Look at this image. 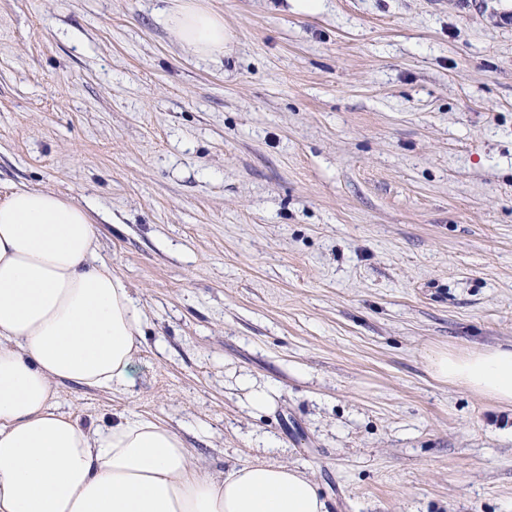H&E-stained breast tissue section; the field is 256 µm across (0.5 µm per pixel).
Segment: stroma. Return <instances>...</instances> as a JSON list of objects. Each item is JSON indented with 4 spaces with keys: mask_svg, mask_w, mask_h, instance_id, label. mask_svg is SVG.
Listing matches in <instances>:
<instances>
[{
    "mask_svg": "<svg viewBox=\"0 0 512 512\" xmlns=\"http://www.w3.org/2000/svg\"><path fill=\"white\" fill-rule=\"evenodd\" d=\"M204 4L212 59L163 0H0V186L90 208L148 318L131 393L60 405L329 512H512V410L425 362L512 344V0ZM164 9L182 44L192 53L209 57L224 55L229 49L231 35L224 29V18L209 10L202 0H163Z\"/></svg>",
    "mask_w": 512,
    "mask_h": 512,
    "instance_id": "35a3bbf8",
    "label": "stroma"
}]
</instances>
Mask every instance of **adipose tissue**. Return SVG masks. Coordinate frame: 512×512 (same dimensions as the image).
<instances>
[{
    "label": "adipose tissue",
    "mask_w": 512,
    "mask_h": 512,
    "mask_svg": "<svg viewBox=\"0 0 512 512\" xmlns=\"http://www.w3.org/2000/svg\"><path fill=\"white\" fill-rule=\"evenodd\" d=\"M192 53L224 54L221 15L168 0ZM90 213L51 191L0 190V512H326L299 467L256 460L212 474L168 423L133 410L106 425L62 410L55 386L124 393L146 315L100 261ZM440 383L512 409V346L431 350Z\"/></svg>",
    "instance_id": "1"
}]
</instances>
